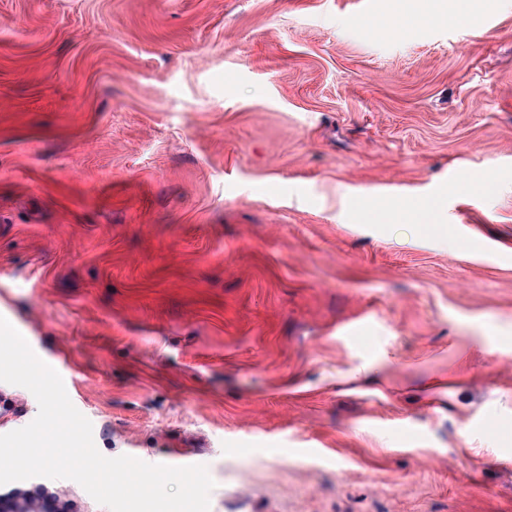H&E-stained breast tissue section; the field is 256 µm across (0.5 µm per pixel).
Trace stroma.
<instances>
[{"label": "stroma", "instance_id": "1", "mask_svg": "<svg viewBox=\"0 0 512 512\" xmlns=\"http://www.w3.org/2000/svg\"><path fill=\"white\" fill-rule=\"evenodd\" d=\"M0 317L210 512H512V0H0Z\"/></svg>", "mask_w": 512, "mask_h": 512}]
</instances>
